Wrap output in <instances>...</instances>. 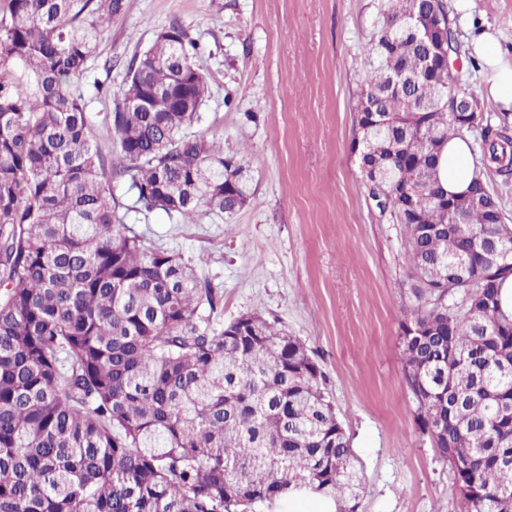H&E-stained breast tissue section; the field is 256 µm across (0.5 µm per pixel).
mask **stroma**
Instances as JSON below:
<instances>
[{
    "label": "stroma",
    "instance_id": "1",
    "mask_svg": "<svg viewBox=\"0 0 512 512\" xmlns=\"http://www.w3.org/2000/svg\"><path fill=\"white\" fill-rule=\"evenodd\" d=\"M473 90L471 43L499 31L512 59V0H444ZM380 0H126L80 80L97 146L116 159L106 118L127 62L180 22L200 45L209 95L193 134L236 153L250 178L234 215L186 221L130 210L136 232L189 262L221 295L212 326L247 312L312 350L364 477L358 512H462L451 466L417 424L400 324L415 305L406 227L380 216L352 152L364 48ZM112 71H105L106 61ZM103 92H96V85Z\"/></svg>",
    "mask_w": 512,
    "mask_h": 512
}]
</instances>
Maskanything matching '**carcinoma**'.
Wrapping results in <instances>:
<instances>
[{"label":"carcinoma","instance_id":"cac0c4a2","mask_svg":"<svg viewBox=\"0 0 512 512\" xmlns=\"http://www.w3.org/2000/svg\"><path fill=\"white\" fill-rule=\"evenodd\" d=\"M125 0H0V512H248L305 485L357 512L363 480L322 366L258 313L213 328L220 296L180 256L123 223L132 208L233 214L248 186L224 146L186 133L209 94L197 42L173 21L130 61L107 119L111 166L76 83ZM443 0H386L365 52L358 127L376 98L387 124L367 150L438 185L440 152L470 130L448 94L476 102L466 75L421 74L429 41L408 15ZM410 79L390 89V76ZM483 158L512 175L507 129ZM407 228L417 300L401 323L416 419L454 469L468 512H512V225L480 177L483 207L451 223L434 195L401 206L392 182L364 183ZM460 303L448 304V297Z\"/></svg>","mask_w":512,"mask_h":512}]
</instances>
